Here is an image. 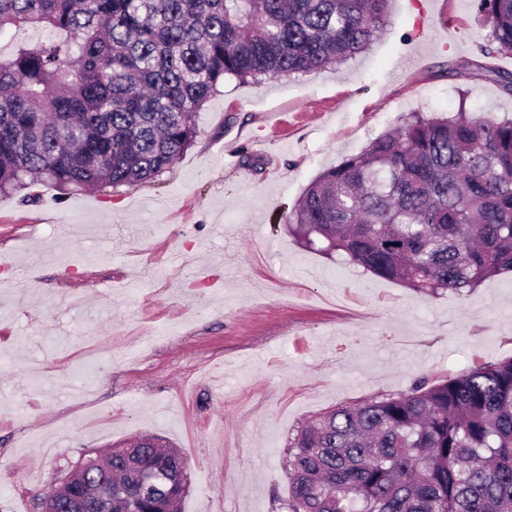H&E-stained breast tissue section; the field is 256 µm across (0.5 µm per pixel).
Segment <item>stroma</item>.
Segmentation results:
<instances>
[{"label": "stroma", "mask_w": 512, "mask_h": 512, "mask_svg": "<svg viewBox=\"0 0 512 512\" xmlns=\"http://www.w3.org/2000/svg\"><path fill=\"white\" fill-rule=\"evenodd\" d=\"M475 0H392L356 59L226 78L156 181L0 197V512L141 433L189 464L183 512H286L284 450L315 413L512 358V273L421 295L304 246L288 213L412 112L512 116L476 61ZM233 156H225V145Z\"/></svg>", "instance_id": "stroma-1"}]
</instances>
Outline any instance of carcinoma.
<instances>
[{"mask_svg":"<svg viewBox=\"0 0 512 512\" xmlns=\"http://www.w3.org/2000/svg\"><path fill=\"white\" fill-rule=\"evenodd\" d=\"M391 0H0V35L60 42L0 55V194L45 180L133 188L191 148L227 77L318 72L364 52ZM480 55H512V0H478ZM512 97V72H470ZM308 246L342 252L428 296L512 272V119L424 116L323 171L286 218ZM289 512H512V358L309 418L286 450ZM79 512H181L180 449L135 436L80 464Z\"/></svg>","mask_w":512,"mask_h":512,"instance_id":"cac0c4a2","label":"carcinoma"}]
</instances>
